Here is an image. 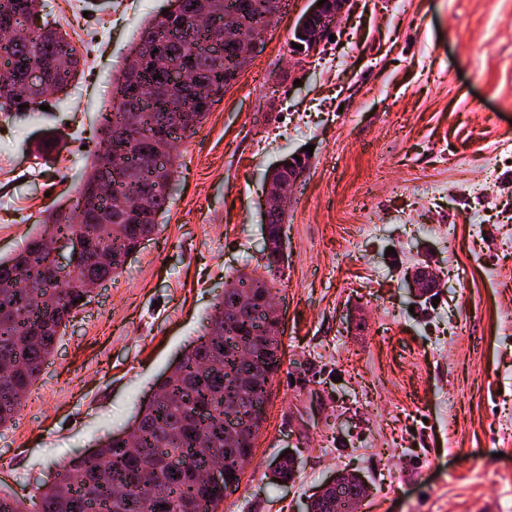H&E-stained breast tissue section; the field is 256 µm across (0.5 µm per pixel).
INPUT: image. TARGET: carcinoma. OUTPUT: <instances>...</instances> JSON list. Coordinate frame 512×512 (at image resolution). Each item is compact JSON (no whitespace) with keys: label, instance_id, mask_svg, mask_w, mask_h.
<instances>
[{"label":"carcinoma","instance_id":"cac0c4a2","mask_svg":"<svg viewBox=\"0 0 512 512\" xmlns=\"http://www.w3.org/2000/svg\"><path fill=\"white\" fill-rule=\"evenodd\" d=\"M269 0H185L190 11H209L223 19L234 10L246 32H259L268 14ZM207 34L181 29L177 19L160 12L141 28L137 43H162L176 66L196 69L213 84L248 63L232 48L212 54L204 49ZM75 51L67 34L49 23L19 39L0 40V64L21 72L51 55ZM168 74L146 62L132 79L122 65L112 89V109L101 113V126L110 133L127 116L126 106L142 103L136 133L141 149L130 157L124 140H112V150L97 155L91 170L112 164V158L128 163V180L115 194L128 203L127 224L76 223L67 208L47 209L43 228L62 238L81 235L91 253L76 269L64 270L51 249L34 236L15 255L0 258V427L13 421L25 395L37 381L56 343L65 335L76 314V301L85 293L82 285L95 279H112L123 270L125 257L139 238L155 233L167 211L168 189L175 172L176 154L163 150L159 135L176 128L185 138L195 135L207 117L195 100L183 97L184 108L193 110L192 123L170 109L167 98L155 89ZM43 104L37 91L19 87L14 103L0 101V111L25 118ZM152 190V209L140 212L135 201L144 188ZM22 272L24 287H15ZM272 296L263 277L241 274L224 289L207 317L204 330L155 383L153 398L141 406L128 428L136 429L133 444L119 446L118 436L101 441L92 456H77L60 465L58 481L50 489L36 487L32 508L13 497L0 495V512H218L228 493L239 486L237 476L253 447L263 422L258 406L266 397L281 365L282 335L267 323L258 301ZM224 458L225 473L236 476L220 486H207L200 473L217 455ZM184 464L174 470V463ZM366 494L364 484L351 480L338 486L336 495L310 502V512H355Z\"/></svg>","mask_w":512,"mask_h":512}]
</instances>
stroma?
<instances>
[{
  "label": "stroma",
  "instance_id": "35a3bbf8",
  "mask_svg": "<svg viewBox=\"0 0 512 512\" xmlns=\"http://www.w3.org/2000/svg\"><path fill=\"white\" fill-rule=\"evenodd\" d=\"M67 2L44 11L83 57L78 76L26 121L0 114L3 257L83 181L119 64L168 6ZM308 7L283 0L262 49L180 141L155 234L76 313L0 427L1 494L28 499L124 432L225 282L253 271L277 293L284 354L219 512H306L346 469L370 486L367 512H512V0H359L300 63L292 29ZM307 145L270 274L265 173ZM422 265L430 298L406 279ZM287 450L284 487L270 471Z\"/></svg>",
  "mask_w": 512,
  "mask_h": 512
}]
</instances>
